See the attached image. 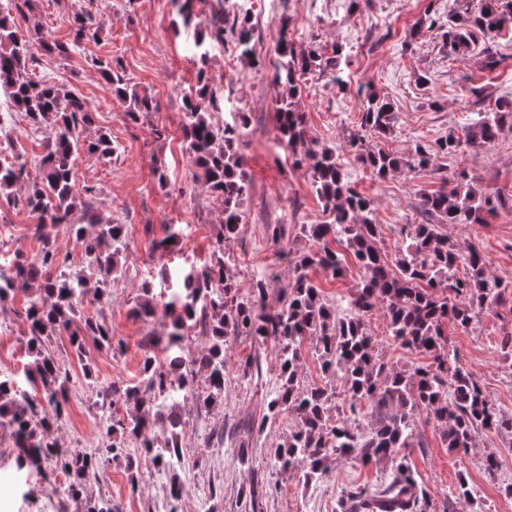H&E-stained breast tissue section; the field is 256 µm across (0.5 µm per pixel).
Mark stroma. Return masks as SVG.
Returning <instances> with one entry per match:
<instances>
[{"label": "stroma", "instance_id": "35a3bbf8", "mask_svg": "<svg viewBox=\"0 0 512 512\" xmlns=\"http://www.w3.org/2000/svg\"><path fill=\"white\" fill-rule=\"evenodd\" d=\"M429 0H268L266 14L283 20L288 37L296 44L314 46L332 56L335 46L344 55L336 73H310L301 82L298 107L306 116L311 139L340 149L341 162L356 189L374 204L382 226L381 245L395 252L402 243L401 225L419 222L416 204L421 194L438 190L446 179L466 171L489 194L508 196L505 209L484 224H452L448 235L461 246L475 245L486 256L491 273L512 283V121L488 147L469 149L457 159L434 157L428 169L394 173L379 179L364 169L346 142L358 129L361 94L373 91L393 106L394 133L390 150L407 153L416 136L435 142L461 125L474 122L500 97L512 96V33H500L492 42L502 62L492 70H477L469 63L448 58L434 30L422 29L413 50L403 44L423 15ZM91 11L103 20L94 41L61 58L39 55L37 77L66 85L85 98L95 111L97 127L109 132L115 151L110 159L79 157L73 173L77 185L94 184L101 192L97 211L108 220L126 225L129 233L124 262L129 276L112 290V300L99 306L86 296L85 316L104 313L112 333L122 340L117 352L88 347V362L95 368L96 387H88L83 364L68 336H56L48 350L62 361L73 377L69 419L57 434L65 447L94 450L100 409L96 390L114 381L140 377V347L149 332L165 329L164 315L145 321L131 308L138 284L152 271L157 256L152 244L176 226L181 240L167 255L171 270L207 259L217 231L221 206L203 194L182 145V96L197 84L199 71L193 60L198 31L210 22L211 0H196L189 26L175 27L170 0H35L27 15L38 22L44 35L68 43L76 13ZM117 60L138 91L158 104L150 123L126 120L125 108L113 98L95 63ZM207 76L223 85L232 109L248 113L249 135L242 147L243 164L250 178V192L243 205L244 221L234 245L233 271L241 292H248L259 275L287 279L289 259L268 238L266 225L287 218L289 223L323 221L322 205L306 168L293 165L280 142L274 111V90L260 68L224 50L212 48ZM427 84H419V76ZM166 129L155 138L153 126ZM164 167L166 190L157 187L156 169ZM36 217L9 207L0 200V256L37 253ZM26 296L0 313V376L24 380L29 362ZM377 349L385 360L410 369L426 363L425 355L400 347L391 338L382 311L369 317ZM512 334V309L497 306L482 314L468 328L450 330L460 363L497 405L512 409V357L501 348L503 336ZM260 355L263 377L253 383L240 377L238 368L249 356ZM276 379L272 354H259L257 343L243 337L227 352L224 409L197 411L182 406L183 445L190 448L191 463L181 473L182 494L171 498L169 480L158 472L151 455L135 450L142 474L138 490H131L123 462L107 464L86 484L84 499L73 500L47 493V485L64 486L62 473L42 478L17 469L10 436L0 437V512H85V498L111 500L116 512H341L344 491L367 487L383 489L389 480L388 464L367 465L343 460L329 476L306 483L298 475L282 476L268 468L273 448L287 434L281 422L257 428L263 397ZM418 447L407 449L420 487L429 495L435 512H512V434L484 430L472 448L451 452L444 445L433 419L419 415ZM498 461L495 474L483 466L486 455ZM475 491L463 497L461 483ZM262 487L250 497L253 487Z\"/></svg>", "mask_w": 512, "mask_h": 512}]
</instances>
